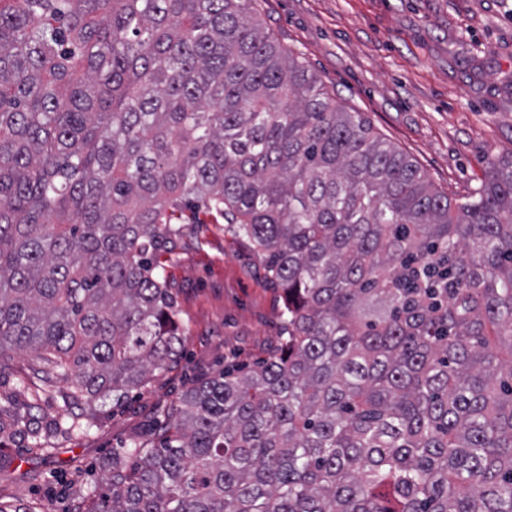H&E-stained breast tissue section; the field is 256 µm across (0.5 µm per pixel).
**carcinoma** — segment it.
<instances>
[{
    "instance_id": "carcinoma-1",
    "label": "carcinoma",
    "mask_w": 512,
    "mask_h": 512,
    "mask_svg": "<svg viewBox=\"0 0 512 512\" xmlns=\"http://www.w3.org/2000/svg\"><path fill=\"white\" fill-rule=\"evenodd\" d=\"M251 3L0 0V359L69 412L146 387L203 210L262 257L283 343L187 387L85 512H512V159L452 202ZM22 423L0 408V448Z\"/></svg>"
}]
</instances>
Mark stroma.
<instances>
[{
	"mask_svg": "<svg viewBox=\"0 0 512 512\" xmlns=\"http://www.w3.org/2000/svg\"><path fill=\"white\" fill-rule=\"evenodd\" d=\"M254 8L340 105L450 197L470 194L489 159L512 157V0H254ZM166 276L184 327L181 361L126 399L97 401L83 429H54L66 384L36 399L22 392L32 354L0 364V407L30 417L50 444L35 455L24 432L12 435L0 450L1 502L74 512L103 486L113 450L146 437L188 382L279 348L283 300L253 247L223 225H182Z\"/></svg>",
	"mask_w": 512,
	"mask_h": 512,
	"instance_id": "stroma-1",
	"label": "stroma"
}]
</instances>
